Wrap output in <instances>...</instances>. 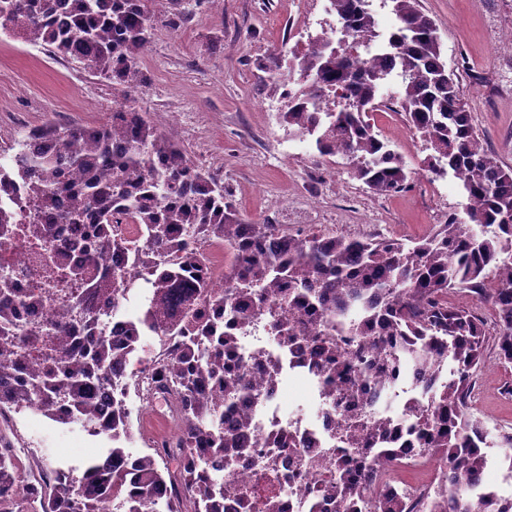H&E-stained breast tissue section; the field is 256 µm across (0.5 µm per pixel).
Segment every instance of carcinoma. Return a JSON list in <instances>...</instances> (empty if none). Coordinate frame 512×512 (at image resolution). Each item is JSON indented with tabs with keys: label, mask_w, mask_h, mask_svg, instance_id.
<instances>
[{
	"label": "carcinoma",
	"mask_w": 512,
	"mask_h": 512,
	"mask_svg": "<svg viewBox=\"0 0 512 512\" xmlns=\"http://www.w3.org/2000/svg\"><path fill=\"white\" fill-rule=\"evenodd\" d=\"M393 16L383 28L371 0H331L337 22L350 25L352 50L314 40L288 60L272 58L277 81L294 72L308 80L283 93L281 118L289 134L309 140L322 158L353 163L355 176L373 192L396 194L407 186L402 157L380 138L369 111L398 105L407 125L432 150L427 162L438 177L461 182L463 215L411 243L282 233L271 224H246L236 215L224 185L191 164L185 150L143 114L122 105L98 127L34 128L20 149L0 163V241L18 233L9 204L24 195L30 209L26 231L32 251L49 270L44 288L29 291L0 277V414L31 411L60 425H75L105 446L82 462L46 467L49 481L20 485L18 459L0 448V488L38 500L42 512H98L102 499L117 498L125 512H183L178 494L190 493L193 512H224V458L252 442L249 423L224 428L225 411L242 392L261 393L275 370L258 383L246 378L234 356L236 329L273 313L272 302L300 316L315 315L326 336L336 317L351 319L354 336L382 345L388 358L408 352L406 366L422 376L431 404L416 410L414 426L401 432L380 415L372 436L382 443L365 452L380 463H398L400 436L444 463L448 496L429 512H512V498L483 485L486 448L504 449L512 469V432L493 434L471 413V370L483 361L484 321L472 310L446 302L466 291L492 305L498 360L512 363V171L484 146L457 75L442 62L434 21L419 0H380ZM149 0H0V27L56 57L123 85L142 79L138 61L156 22ZM120 215L141 227L139 238L116 236ZM82 227V261L68 257L53 225ZM224 241L230 262L224 286L206 288L200 255L188 241ZM122 263L101 276L104 257ZM144 279L139 314L122 310L129 276ZM63 292L39 322L27 318L46 295ZM124 318L125 348L108 335ZM274 335L299 336L297 322L276 319ZM148 336L161 338V359L148 391L174 393L179 424L167 454L175 471L152 455L129 451L133 441L118 376L138 357ZM314 364L336 382L335 349L320 345ZM211 387L224 401L205 397ZM343 512H407L400 499L377 494L364 506L363 486L346 470L325 489Z\"/></svg>",
	"instance_id": "carcinoma-1"
}]
</instances>
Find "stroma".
Instances as JSON below:
<instances>
[{"instance_id":"35a3bbf8","label":"stroma","mask_w":512,"mask_h":512,"mask_svg":"<svg viewBox=\"0 0 512 512\" xmlns=\"http://www.w3.org/2000/svg\"><path fill=\"white\" fill-rule=\"evenodd\" d=\"M441 41L448 69L464 90L472 123L504 169L512 170V0H420ZM159 17L138 68L141 85L124 96L118 83L51 56L0 31V158L9 159L34 127L51 122L95 127L125 102L169 132L193 163L220 181L238 217L288 234L351 238L426 236L465 199L453 177L427 171L430 151L402 116L370 121L413 169L406 192L384 196L357 179L348 160L319 158L291 140L278 90L260 62L303 51L295 0H153ZM473 412L512 432V364L493 339L474 376ZM12 439L24 466L80 461L98 441L30 412L16 415Z\"/></svg>"}]
</instances>
